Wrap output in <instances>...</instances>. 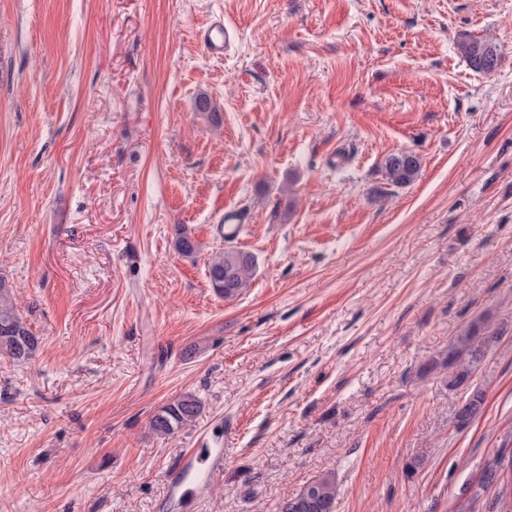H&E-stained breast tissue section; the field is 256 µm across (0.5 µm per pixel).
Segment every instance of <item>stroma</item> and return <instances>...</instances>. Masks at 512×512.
Instances as JSON below:
<instances>
[{
	"label": "stroma",
	"instance_id": "obj_1",
	"mask_svg": "<svg viewBox=\"0 0 512 512\" xmlns=\"http://www.w3.org/2000/svg\"><path fill=\"white\" fill-rule=\"evenodd\" d=\"M230 249L256 271L227 300ZM0 278L40 341L0 355V512H279L326 474L336 512L512 503L481 483L512 449V0H0ZM480 320L502 337L455 384ZM189 448L224 469L168 502ZM236 35L233 27L227 26L220 19L214 20L200 33V43L209 56L222 57L224 51L235 42ZM458 49L469 66L477 72L492 73L499 65L498 49L489 42L477 39L462 40L458 44ZM384 170L388 180L397 186L412 183L421 168L419 156L412 152L400 151L388 155L384 161ZM255 269V258L250 253L225 250L209 259L207 274L215 291L230 300L249 287ZM201 402L193 395L180 396L162 407L151 419L152 429L170 435L191 424L201 412Z\"/></svg>",
	"mask_w": 512,
	"mask_h": 512
}]
</instances>
